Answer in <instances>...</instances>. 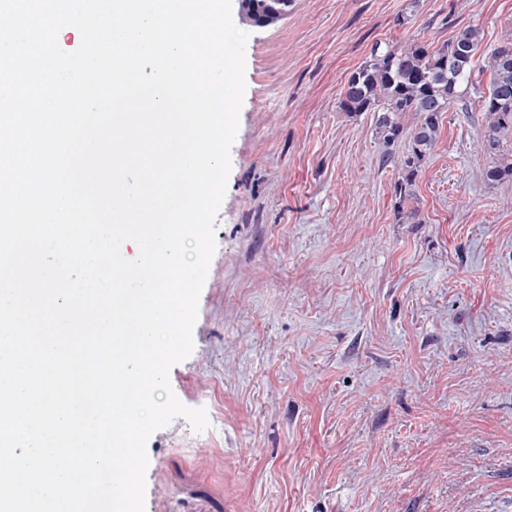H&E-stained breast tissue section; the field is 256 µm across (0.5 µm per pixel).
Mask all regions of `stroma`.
<instances>
[{"label": "stroma", "mask_w": 512, "mask_h": 512, "mask_svg": "<svg viewBox=\"0 0 512 512\" xmlns=\"http://www.w3.org/2000/svg\"><path fill=\"white\" fill-rule=\"evenodd\" d=\"M216 249L169 372L209 427L147 441L145 512H512V180L479 175L484 123L443 113L397 216L375 112L340 109L374 48L474 27L512 0H293L248 26Z\"/></svg>", "instance_id": "1"}]
</instances>
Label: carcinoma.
Segmentation results:
<instances>
[{
  "label": "carcinoma",
  "instance_id": "1",
  "mask_svg": "<svg viewBox=\"0 0 512 512\" xmlns=\"http://www.w3.org/2000/svg\"><path fill=\"white\" fill-rule=\"evenodd\" d=\"M291 0H242L251 24L266 27L288 13ZM479 32L461 30L438 49L422 42L373 50L348 77L340 108L349 113L378 112L376 129L386 146L404 132L401 117L411 112L409 155L400 163L396 184L399 201L411 196L421 162L432 150L441 114L465 100L461 87L471 84ZM484 67L490 70L488 91L482 95L485 126L480 148L489 162L481 172L491 183L512 180V42L491 49Z\"/></svg>",
  "mask_w": 512,
  "mask_h": 512
}]
</instances>
